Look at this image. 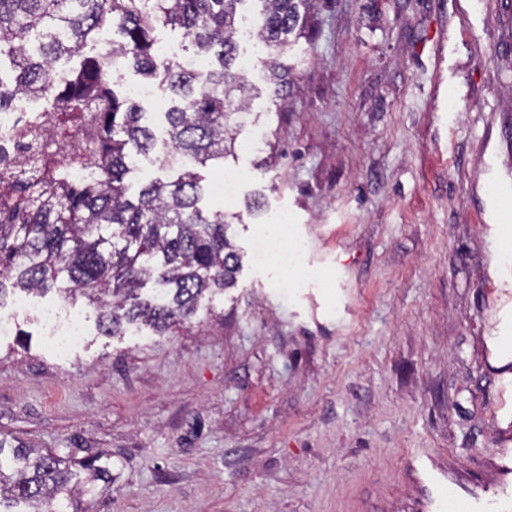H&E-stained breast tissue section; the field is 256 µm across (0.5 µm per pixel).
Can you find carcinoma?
Masks as SVG:
<instances>
[{"instance_id": "cac0c4a2", "label": "carcinoma", "mask_w": 512, "mask_h": 512, "mask_svg": "<svg viewBox=\"0 0 512 512\" xmlns=\"http://www.w3.org/2000/svg\"><path fill=\"white\" fill-rule=\"evenodd\" d=\"M243 0H0V54L19 73L0 80V111L20 96L54 113V134L78 136L73 161L92 171L74 183L46 158V178L30 190L0 177V305L8 292L54 290L97 309L100 334L144 325L162 335L194 319L206 300L235 285L241 256L227 231L237 213H207L197 166L234 154L251 88L236 67V13ZM259 41L274 48L304 32L312 0H260ZM178 26L196 54L215 59L189 73L154 53L153 32ZM103 27L121 40L87 57L72 81L54 78L57 63ZM128 65L170 93L167 145L182 162L173 181L152 180L127 198L129 151L149 153L152 130L142 112L109 86L108 66ZM153 282L160 296L142 295ZM112 478L107 459H76L0 439V512H58L62 501L92 493Z\"/></svg>"}]
</instances>
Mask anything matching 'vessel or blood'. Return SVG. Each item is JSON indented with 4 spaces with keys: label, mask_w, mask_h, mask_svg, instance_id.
Here are the masks:
<instances>
[{
    "label": "vessel or blood",
    "mask_w": 512,
    "mask_h": 512,
    "mask_svg": "<svg viewBox=\"0 0 512 512\" xmlns=\"http://www.w3.org/2000/svg\"><path fill=\"white\" fill-rule=\"evenodd\" d=\"M494 467L498 484L490 490L462 481L433 452L411 453L404 469L415 494L405 503V512H512V450L502 449Z\"/></svg>",
    "instance_id": "vessel-or-blood-1"
}]
</instances>
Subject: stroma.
Returning a JSON list of instances; mask_svg holds the SVG:
<instances>
[{
	"label": "stroma",
	"mask_w": 512,
	"mask_h": 512,
	"mask_svg": "<svg viewBox=\"0 0 512 512\" xmlns=\"http://www.w3.org/2000/svg\"><path fill=\"white\" fill-rule=\"evenodd\" d=\"M237 44L277 158L244 129L200 171L202 208L241 216L235 287L162 335H100L81 297H8L0 436L110 455L81 512H396L413 448L490 482L507 423L487 355L512 362V0H314L285 50ZM228 169L245 174L230 201ZM279 211L316 270L302 288L251 258ZM55 303L84 330L63 354L35 317Z\"/></svg>",
	"instance_id": "obj_1"
}]
</instances>
